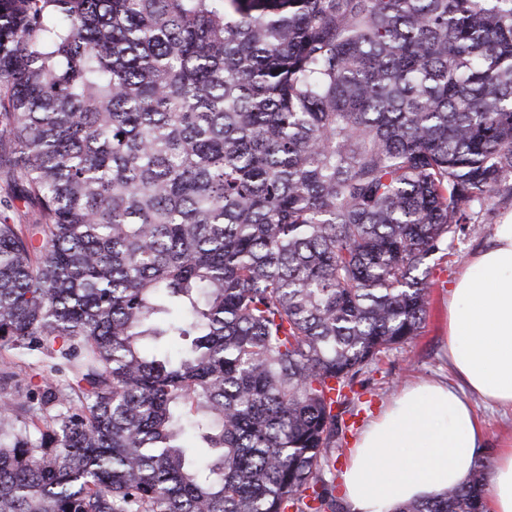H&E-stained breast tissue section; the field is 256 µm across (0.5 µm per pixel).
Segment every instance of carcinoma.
Returning <instances> with one entry per match:
<instances>
[{
    "mask_svg": "<svg viewBox=\"0 0 512 512\" xmlns=\"http://www.w3.org/2000/svg\"><path fill=\"white\" fill-rule=\"evenodd\" d=\"M0 190V512H338L359 377L512 212V0H0Z\"/></svg>",
    "mask_w": 512,
    "mask_h": 512,
    "instance_id": "1",
    "label": "carcinoma"
}]
</instances>
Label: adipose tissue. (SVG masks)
I'll list each match as a JSON object with an SVG mask.
<instances>
[{"instance_id":"1","label":"adipose tissue","mask_w":512,"mask_h":512,"mask_svg":"<svg viewBox=\"0 0 512 512\" xmlns=\"http://www.w3.org/2000/svg\"><path fill=\"white\" fill-rule=\"evenodd\" d=\"M453 383L403 389L360 434L341 474L349 512H396L465 484L484 429L467 393L512 408V213L456 280L448 300ZM487 512H512V440L493 456Z\"/></svg>"}]
</instances>
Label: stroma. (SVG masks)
Returning a JSON list of instances; mask_svg holds the SVG:
<instances>
[{
	"label": "stroma",
	"instance_id": "obj_1",
	"mask_svg": "<svg viewBox=\"0 0 512 512\" xmlns=\"http://www.w3.org/2000/svg\"><path fill=\"white\" fill-rule=\"evenodd\" d=\"M488 240L487 235H462L456 238L447 256L436 261L432 269L431 304L423 328L409 343L392 348L380 357L375 370L364 375L360 390V413L355 428L347 432L343 441L342 457L335 467L343 469L360 430L375 417L405 386L420 381H451L453 372L448 364V290L456 277L468 266L472 255ZM470 402L477 418L486 429V445L480 457L482 464H490L501 440L512 435V410L493 409L479 396Z\"/></svg>",
	"mask_w": 512,
	"mask_h": 512
}]
</instances>
